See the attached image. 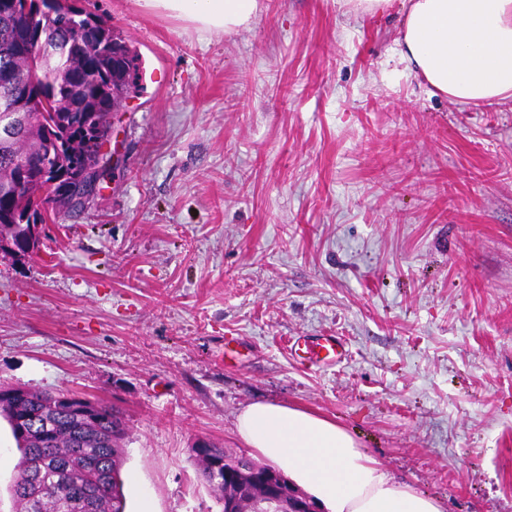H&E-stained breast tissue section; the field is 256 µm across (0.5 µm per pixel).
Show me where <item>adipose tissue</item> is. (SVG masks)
Segmentation results:
<instances>
[{
	"label": "adipose tissue",
	"mask_w": 512,
	"mask_h": 512,
	"mask_svg": "<svg viewBox=\"0 0 512 512\" xmlns=\"http://www.w3.org/2000/svg\"><path fill=\"white\" fill-rule=\"evenodd\" d=\"M146 11L206 33L248 27L256 0H139ZM402 62L460 104L512 99V0H401ZM250 447L323 512H442L396 481L335 421L298 407L254 402L237 418Z\"/></svg>",
	"instance_id": "1"
}]
</instances>
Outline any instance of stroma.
<instances>
[{"instance_id": "obj_1", "label": "stroma", "mask_w": 512, "mask_h": 512, "mask_svg": "<svg viewBox=\"0 0 512 512\" xmlns=\"http://www.w3.org/2000/svg\"><path fill=\"white\" fill-rule=\"evenodd\" d=\"M161 87L112 116L91 208L0 252V388L124 414L125 512H222L191 448L257 401L336 421L443 512H512V100L431 93L401 7L258 0L202 33L91 0ZM345 359L305 367L297 337ZM20 453L0 420V512ZM301 364L310 366H328L336 364L345 356L342 340L333 335L313 336L297 341L291 347Z\"/></svg>"}]
</instances>
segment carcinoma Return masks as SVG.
<instances>
[{
    "label": "carcinoma",
    "mask_w": 512,
    "mask_h": 512,
    "mask_svg": "<svg viewBox=\"0 0 512 512\" xmlns=\"http://www.w3.org/2000/svg\"><path fill=\"white\" fill-rule=\"evenodd\" d=\"M78 0H0V123L22 121L13 138L0 136V236L19 251L29 247L23 197L52 203L64 217L73 183L43 180L42 154L49 124L64 133L54 164L66 171L88 152L83 117L105 118L132 87L138 66L112 25ZM81 23L76 31L64 18ZM49 393H29L22 402L26 432L14 425L11 403L0 400L20 452L11 491L17 512H124L122 449L110 423L94 425L69 414L54 417V435L32 433L48 411Z\"/></svg>",
    "instance_id": "carcinoma-1"
}]
</instances>
